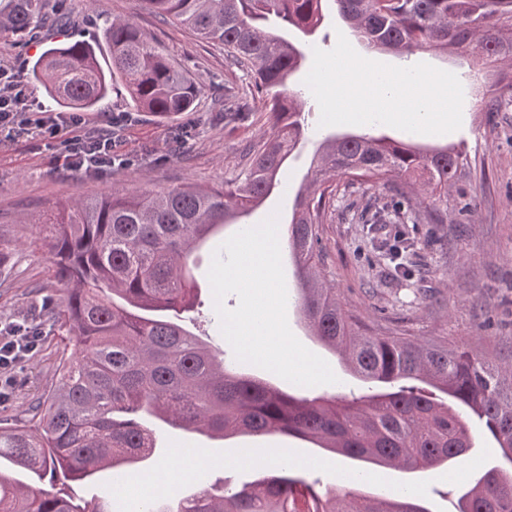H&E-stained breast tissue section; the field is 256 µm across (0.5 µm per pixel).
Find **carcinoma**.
Here are the masks:
<instances>
[{"label": "carcinoma", "instance_id": "carcinoma-1", "mask_svg": "<svg viewBox=\"0 0 512 512\" xmlns=\"http://www.w3.org/2000/svg\"><path fill=\"white\" fill-rule=\"evenodd\" d=\"M155 17L172 18L200 40L224 46L253 75L271 131L249 149V164L228 189L141 188L75 199L44 223L56 278L67 292L62 325L80 356L57 366L58 386L33 404V416L0 419V512H113L108 500L90 508L51 495L17 475L48 470L81 482L108 470L121 479L140 471L156 450L150 419L210 438L302 439L358 462L346 485L317 490L286 458L259 456L261 475L239 487L200 485L176 502L155 499L145 512H430L416 491L360 492L372 467L424 472L468 462L467 417L500 450L458 498L456 512H512V359L490 360L464 346L427 344L364 328L336 298L321 268V224L336 180L386 187L418 180L415 203L448 204L467 155L463 144L423 149L387 135H331L313 158L280 236L295 270V306L307 330L373 392L342 397L295 396L226 364L182 324L197 289L191 258L218 230L260 206L281 185L286 161L304 137L301 94L289 79L311 48L324 7L368 47L396 54L462 50L482 67L512 69V0H139ZM56 18L48 0H0V31L30 34ZM109 65L94 46L76 41L43 51L26 77L58 105L101 108L122 86L134 106L160 118L190 111L199 90L130 19L104 30ZM252 111L224 91V118ZM382 248L402 259L404 240Z\"/></svg>", "mask_w": 512, "mask_h": 512}]
</instances>
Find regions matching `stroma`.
Returning <instances> with one entry per match:
<instances>
[{
    "label": "stroma",
    "mask_w": 512,
    "mask_h": 512,
    "mask_svg": "<svg viewBox=\"0 0 512 512\" xmlns=\"http://www.w3.org/2000/svg\"><path fill=\"white\" fill-rule=\"evenodd\" d=\"M66 23L53 24L34 35L0 33V67L24 75L43 50L62 42L86 40L103 44V28L113 17L133 20L168 58L196 82L201 94L192 111L171 119L139 112L122 87H115L105 108L74 112L59 109L40 85L27 84L30 100L47 112L61 111L68 124L60 138L21 137L0 146V322L27 319L39 325L43 337L37 350L17 367L8 400L0 404V418L26 417L37 395L54 388L61 358L79 351L49 312H61L66 294L54 275L45 246L39 245V224L61 204L78 198L141 185L153 189L181 185L221 188L236 181L246 159L244 149L268 130V115L256 109L244 120L225 123L214 101L225 88L256 97L254 81L230 63L223 47L199 41L175 22L159 21L142 10L138 0H65ZM410 64L427 63L453 72L464 90L461 132L418 135L422 145L463 142L468 164L460 183L462 201H449L438 220L407 198L387 192L389 214L385 223L373 221L375 194L370 185L348 178L337 181L336 202L322 227L324 265L329 284L344 307L379 334L403 333L434 344L449 342L487 354H512V88L500 83L493 69L477 70L463 53L446 55L419 51ZM305 121L309 139L287 162L282 186L262 206L243 217L254 226L269 216L287 221L295 191L307 173L311 157L327 128L319 124L320 109L306 95ZM125 116L123 127L113 128V116ZM115 130L124 162L99 170L75 169L64 159L66 138ZM403 234L411 242L410 276L397 274L378 248L381 240ZM211 249H202L196 276L200 284L195 309L186 314V326L233 360L230 345L220 331L207 271ZM287 318L294 335L309 350L325 359L337 383L317 386V393L358 397L366 392L337 357L307 336L295 307ZM158 444L164 450L190 443L199 460L186 461L166 453L147 462L144 474L161 469L185 472V479L142 493L131 484L120 512H143L156 498L177 499L202 484L239 486L254 472L247 465L221 466L225 457L242 449L263 454L269 443L262 438L214 440L189 434L153 421ZM281 447L301 466L307 481L327 488L345 484L353 461L343 457L317 459L310 443L286 438ZM501 459L491 439L475 435L469 462L462 468L403 473L393 469L372 472L369 487L410 485L423 490L432 512H455L463 489ZM33 488L65 492L75 502L94 503L114 496L109 472L83 482L62 476L34 480Z\"/></svg>",
    "instance_id": "35a3bbf8"
}]
</instances>
